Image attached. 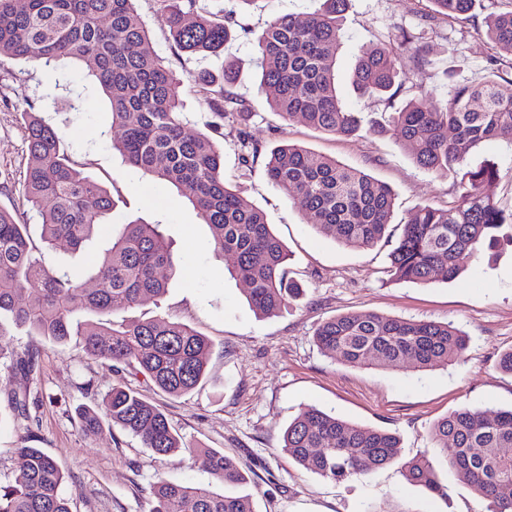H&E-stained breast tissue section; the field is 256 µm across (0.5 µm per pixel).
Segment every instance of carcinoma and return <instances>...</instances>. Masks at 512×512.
Segmentation results:
<instances>
[{"label": "carcinoma", "mask_w": 512, "mask_h": 512, "mask_svg": "<svg viewBox=\"0 0 512 512\" xmlns=\"http://www.w3.org/2000/svg\"><path fill=\"white\" fill-rule=\"evenodd\" d=\"M157 2L180 49L200 57L224 53L236 26L233 14H213L199 0ZM316 2L305 21L280 15L257 37L260 90L270 108L286 122L300 118L337 136L355 137L364 129L390 132L409 148L418 167L456 179V199L448 207L424 205L409 213L388 255L393 278L410 284L448 282L458 276L461 260L512 243V210L500 208L484 192L499 178L498 168L465 165L487 142L512 148V79L501 82L491 74L480 83H455L444 102L432 106L422 85L410 83L403 59L412 53L421 70L433 62L412 49L404 34L393 45L360 51L352 78L360 96L376 97L389 108L398 93H410L388 124L368 120L342 104L334 77L349 0ZM433 3L438 13L453 18L471 12L476 0ZM486 35L498 52L512 56V11L488 16ZM1 55L46 64L70 58L84 67L110 101L112 128L119 132L114 148L154 183L190 200L211 229L214 251L233 259L229 272L247 284L255 314L275 316L300 296L289 277L288 251L264 214L225 180L223 157L213 139L184 135L178 81L151 51L132 0H23L20 5L0 0ZM236 75L235 61L225 59L223 85L211 99L212 130L221 133L226 119L240 125L247 165L258 148L248 142L251 112L232 91ZM24 121L28 165L23 195L41 217L44 245L64 241L76 251L100 230L114 202L104 187L76 168L58 133L39 113H24ZM264 174L313 218L318 232L346 246L372 248L391 224L394 194L386 184L301 145L272 150ZM173 266L162 225L135 220L112 229L110 247L80 280L47 268L33 254L28 225L0 210V367L29 375L38 367V349L29 346L19 353L4 342L13 329L60 344L76 337L87 355L125 364L167 395L190 393L205 377L209 353L207 340L191 327L165 317L120 324L79 320L84 314L131 309L147 296L163 297L167 279L158 272ZM29 288L35 294L22 305L18 297ZM314 340L322 352L351 366L399 367L411 360L426 369L460 360L468 346L467 336L448 323L370 312L329 318L318 325ZM102 402L112 424L155 454L193 453L182 446L164 412L134 389L113 387ZM77 415L84 431L101 428L96 410L81 406ZM431 438L447 468L487 501V512H512V409L464 407L438 420ZM280 451L305 470L339 483L398 463L407 482L423 486L432 497L448 496V486L431 477L429 459L400 460L395 434L317 408L303 409L288 424ZM204 467L211 477L207 483L186 486L157 479L150 512H254L250 495L213 489L215 482L246 483L237 460L208 451ZM65 482V473L41 449L21 447L13 479L0 483V512H71L61 493Z\"/></svg>", "instance_id": "cac0c4a2"}]
</instances>
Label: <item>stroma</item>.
Instances as JSON below:
<instances>
[{"mask_svg": "<svg viewBox=\"0 0 512 512\" xmlns=\"http://www.w3.org/2000/svg\"><path fill=\"white\" fill-rule=\"evenodd\" d=\"M208 10L235 12L245 31L224 46L235 60L234 93L250 105L248 132L260 157L242 164L238 126L228 122L217 145L224 158L226 181L266 216L287 247L292 277L303 296L280 314L262 318L245 299L243 281L225 275V260L211 245V232L189 201L176 190L154 184L125 164L112 148V115L106 96L84 70L62 59L43 66L0 56V209L28 225L36 255L47 267L87 269L103 253L112 225L140 218L162 225L179 256L177 271L161 301L144 300L126 318L164 316L204 336L210 344L206 377L181 397L163 394L143 377L121 365L85 355L75 343L60 346L19 332L14 347L40 351L37 377L10 370L0 372V480L12 477L16 448L34 434V447L51 456L66 475L63 492L73 512H149V489L157 478L194 485L208 478L202 453L213 449L240 461L255 512H486L485 501L445 467L436 469L447 485V498H434L408 483L399 465L367 476L335 483L306 471L279 452L282 434L302 408L313 406L367 427L396 433L400 457L439 454L430 438L435 421L471 407L482 410L512 407V375L498 368L502 352L512 349V245L501 244L481 258L468 259L452 282L410 285L395 281L387 255L400 236L401 222L419 205L444 207L453 201L452 178L419 168L409 151L391 135L360 134L345 139L316 130L303 121L284 122L259 89L260 55L256 37L278 15L305 18L313 0H202ZM133 7L149 31L150 44L180 80V98L188 123L186 134L204 133L214 116L210 91L192 82L201 71L220 75L221 61L182 52L155 0H134ZM512 9V0H477L467 18L437 15L431 0H349L344 15V44L336 56V85L351 110L388 122L392 108L359 98L352 74L363 46L394 42L400 30L416 36L433 62L428 72H410L423 85L429 103L438 104L448 91L446 72L478 83L489 75L494 49L486 37L488 14ZM41 112L62 136L78 168L110 192L115 206L103 227L80 251L66 243L41 244V219L22 195L28 163L25 129L27 109ZM292 143L363 170L394 193V225L388 239L370 249H351L318 234L302 213L264 177L263 157L276 146ZM468 166L492 164L500 177L485 191L503 208H512V150L500 143L481 146ZM373 312L395 318L449 322L465 333L468 348L461 361L419 371L353 367L322 353L313 341L317 325L346 313ZM130 386L158 405L185 444L186 453L154 454L140 441L104 423L84 433L76 410L101 409L110 388ZM28 395L26 414L8 405L10 392Z\"/></svg>", "mask_w": 512, "mask_h": 512, "instance_id": "obj_1", "label": "stroma"}]
</instances>
